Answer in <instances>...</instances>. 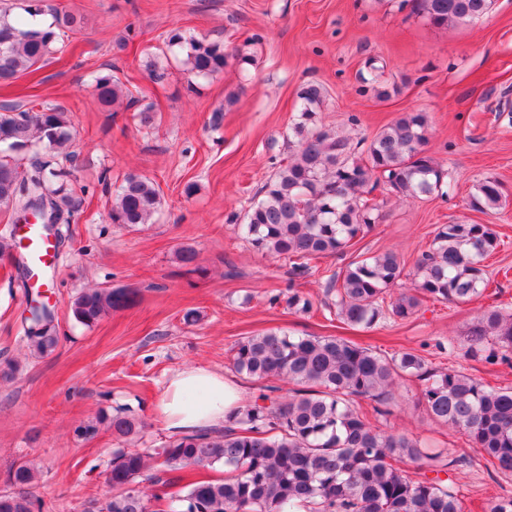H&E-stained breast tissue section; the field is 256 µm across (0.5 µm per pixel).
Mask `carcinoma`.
I'll return each mask as SVG.
<instances>
[{
  "label": "carcinoma",
  "mask_w": 512,
  "mask_h": 512,
  "mask_svg": "<svg viewBox=\"0 0 512 512\" xmlns=\"http://www.w3.org/2000/svg\"><path fill=\"white\" fill-rule=\"evenodd\" d=\"M436 27L470 22L484 15L492 0H402ZM29 19L0 14V81L44 66L65 51L64 30L77 17L56 8L40 26L31 18L44 14L43 0H28ZM168 45L185 51L188 72L206 78L224 71L235 54L221 40L198 39L174 30ZM97 100L132 112L144 127L155 124L153 107L134 97L114 75L94 79ZM324 87L309 83L299 92L301 119L288 138L296 149L262 186V198L245 211L239 227L251 246L284 257L302 276L313 259L342 252L380 219L377 206L364 199L370 183L384 182L401 199H417L442 183L444 172L427 154L428 117L410 112L374 135L356 155L350 139L317 124L316 108ZM14 152L37 148L24 162L0 156V205L18 213L48 203L64 230L76 223L86 188L74 170L71 121L61 105L36 112L0 107V144ZM502 185L486 179L468 200L470 209L489 214L500 207ZM161 196L154 181L129 172L115 189L109 218L139 227L154 222ZM499 245L489 224H442L431 246L421 253L413 292L390 294L404 267L393 252L355 259L327 275V307L346 326L371 329L387 318L405 320L424 299L470 302L488 286L483 260ZM177 257L189 273H201L197 252L183 247ZM131 292L93 288L72 302L73 318L91 327L130 302ZM25 338L36 356L51 354L59 343L52 311L30 309ZM512 350V313L486 308L469 327L466 355L492 363L497 349ZM236 372L257 380L275 378L294 385L288 395L268 386L224 422L223 431H203L171 440L158 448H118L107 472L109 495L94 512H463V501L446 481L423 472L433 461L420 443L402 433L386 432L372 417L387 414L398 381L423 382L420 396L429 414L467 435L476 456L458 462L512 471V387L489 388L481 379L455 369L431 371L417 354L388 357L338 336H292L276 328L248 336L232 348ZM374 402L372 409L361 401ZM105 426L121 442L143 432L144 423L123 411L99 412L76 427L92 439ZM223 464L222 480L186 481L184 472ZM417 465L415 475L404 469ZM11 490L0 492V512H43L33 491L35 468L14 464ZM152 486L149 494L138 485Z\"/></svg>",
  "instance_id": "carcinoma-1"
}]
</instances>
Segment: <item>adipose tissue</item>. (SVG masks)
Listing matches in <instances>:
<instances>
[{
  "instance_id": "obj_1",
  "label": "adipose tissue",
  "mask_w": 512,
  "mask_h": 512,
  "mask_svg": "<svg viewBox=\"0 0 512 512\" xmlns=\"http://www.w3.org/2000/svg\"><path fill=\"white\" fill-rule=\"evenodd\" d=\"M239 389L222 374L193 367L174 373L157 404L166 429L181 437L219 427L242 407Z\"/></svg>"
}]
</instances>
